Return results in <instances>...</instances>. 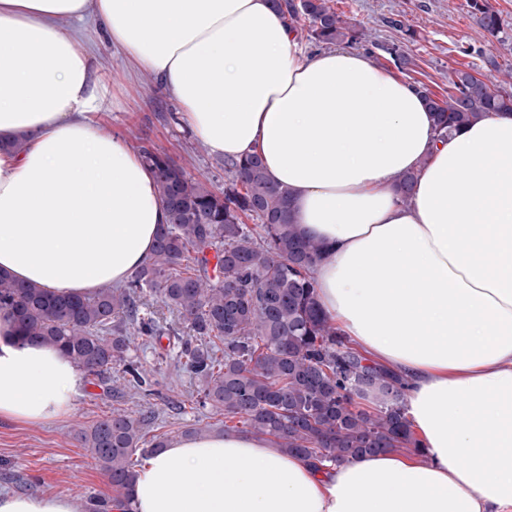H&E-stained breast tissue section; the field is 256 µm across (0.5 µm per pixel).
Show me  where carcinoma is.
Listing matches in <instances>:
<instances>
[{"instance_id":"carcinoma-1","label":"carcinoma","mask_w":512,"mask_h":512,"mask_svg":"<svg viewBox=\"0 0 512 512\" xmlns=\"http://www.w3.org/2000/svg\"><path fill=\"white\" fill-rule=\"evenodd\" d=\"M273 3L310 41L367 42L331 0ZM465 7L489 37L506 44L491 0H466ZM450 84L440 96L414 82L441 140L486 112L512 114L506 80L456 69ZM142 158L156 172L168 216L148 261L124 284L87 296L50 295L0 272V310L16 318L18 341L53 346L99 381L118 364L127 384L151 396L133 336L148 343L171 336L177 357L202 382L197 403L220 416L218 430L262 436L316 464L415 444L400 376L352 348L318 307L312 268L324 245L300 233L288 190L269 178L259 157L224 160L222 191L157 151L144 148ZM250 217L257 224H246ZM149 296L175 313L187 337L163 325ZM146 435L145 416L120 411L78 432L107 480L126 495Z\"/></svg>"}]
</instances>
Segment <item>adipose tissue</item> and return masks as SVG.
Instances as JSON below:
<instances>
[{
    "mask_svg": "<svg viewBox=\"0 0 512 512\" xmlns=\"http://www.w3.org/2000/svg\"><path fill=\"white\" fill-rule=\"evenodd\" d=\"M90 13L212 153H257L288 189L325 245L320 309L406 380L421 448L317 470L260 437L184 436L140 463L123 508L512 512V115L437 140L409 82L355 50L305 51L270 0H0V270L53 294L125 281L167 219L154 170L95 118L105 91L73 29ZM16 335L0 311V417L68 415L80 371ZM0 512L79 510L0 494Z\"/></svg>",
    "mask_w": 512,
    "mask_h": 512,
    "instance_id": "1",
    "label": "adipose tissue"
}]
</instances>
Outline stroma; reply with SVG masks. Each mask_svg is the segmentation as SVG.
Returning a JSON list of instances; mask_svg holds the SVG:
<instances>
[{
  "instance_id": "obj_1",
  "label": "stroma",
  "mask_w": 512,
  "mask_h": 512,
  "mask_svg": "<svg viewBox=\"0 0 512 512\" xmlns=\"http://www.w3.org/2000/svg\"><path fill=\"white\" fill-rule=\"evenodd\" d=\"M465 0H332L337 11L363 26L380 46L401 45L413 62L412 76L435 93H447L452 72L469 67L481 72L487 56L502 71L512 70V47L500 48L469 17ZM93 43L92 67L108 92L99 122L124 137L134 151L165 153L192 177L213 189L224 187V159L211 154L182 124L179 109L147 74L135 72L123 53L107 40L100 25L87 20ZM157 393L144 397L127 386L121 367L107 384H85L67 416L51 423L0 419V493L55 494L73 499L80 512L93 500L112 499L117 490L103 476L90 449L76 439L83 426L115 411L148 413L150 434L178 438L184 426L214 422L211 410L190 403L200 391L198 379L176 361L160 341L141 354Z\"/></svg>"
}]
</instances>
